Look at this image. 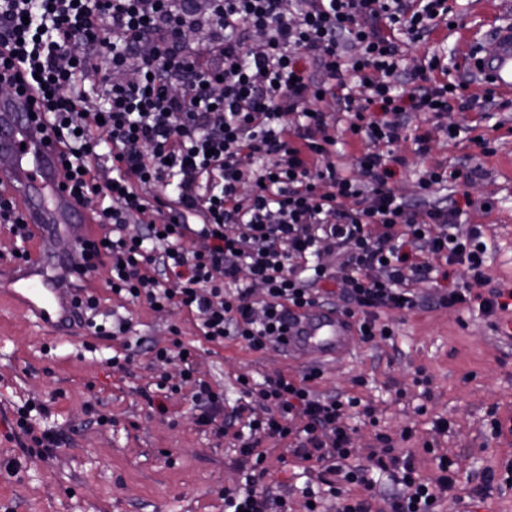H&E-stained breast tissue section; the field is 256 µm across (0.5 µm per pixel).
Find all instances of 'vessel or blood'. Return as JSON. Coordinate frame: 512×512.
Segmentation results:
<instances>
[{
	"instance_id": "vessel-or-blood-1",
	"label": "vessel or blood",
	"mask_w": 512,
	"mask_h": 512,
	"mask_svg": "<svg viewBox=\"0 0 512 512\" xmlns=\"http://www.w3.org/2000/svg\"><path fill=\"white\" fill-rule=\"evenodd\" d=\"M493 56L471 55L469 62L485 86L512 94V24L498 28ZM15 99L0 100V151L17 152L19 165L0 174L24 207L27 223L41 227L39 252L26 269L0 278V299L25 311L37 326L62 330L74 326L67 290L78 276L71 259L53 261L51 245L59 230L77 215V204L60 186V159L54 144L20 121ZM358 340L352 318L312 307L298 312L288 325L287 349H311L322 358L349 355Z\"/></svg>"
}]
</instances>
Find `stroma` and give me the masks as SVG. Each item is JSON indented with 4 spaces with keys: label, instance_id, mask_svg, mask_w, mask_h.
<instances>
[{
    "label": "stroma",
    "instance_id": "1",
    "mask_svg": "<svg viewBox=\"0 0 512 512\" xmlns=\"http://www.w3.org/2000/svg\"><path fill=\"white\" fill-rule=\"evenodd\" d=\"M465 17L458 27L436 31L412 44L408 59L436 50L448 65V81L482 85L468 66V53L496 50L495 33L512 0H456ZM458 140L434 132L432 161L447 164L453 177L434 186V199L469 197L458 224H481L489 240L488 275L512 286V99L484 111L455 112ZM495 140L497 151L482 154L474 136ZM409 160L394 186L414 196L427 161L414 153L412 140L399 141ZM481 175L465 181L468 169ZM128 333L98 337L72 334L53 340L22 312L0 308V512H224L222 488L240 479L238 457L229 438L215 437L198 421L190 388L165 399L156 413L149 397L154 382L179 379V363L158 365L146 350L129 345L146 338L179 341L195 352L198 378L223 389L226 405L239 398L238 376L254 380L285 372L301 376L314 366L323 374L315 384L322 395L348 394L369 404L375 425L352 421L359 457L379 449L377 434L397 437L413 426L417 441H432L455 462L457 484L442 512H512V486L477 489L489 471L502 472L512 461V432L492 435L489 422L512 418V343L494 336L479 312L448 308L415 311L396 325L393 340L358 344L344 359L318 364L313 352L292 358L286 349L254 352L228 340L215 344L201 336L193 317L176 310L155 312L128 307ZM177 334H170V327ZM131 353L126 370L112 369L109 357ZM428 380H417L418 371ZM30 409L35 430L49 431L59 444L46 458L30 453L28 437L15 432L16 410ZM447 430H440V421ZM270 490L298 508L302 490L315 482L285 445L267 444ZM19 466L10 475L4 462Z\"/></svg>",
    "mask_w": 512,
    "mask_h": 512
}]
</instances>
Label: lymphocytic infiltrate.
Listing matches in <instances>:
<instances>
[{
    "label": "lymphocytic infiltrate",
    "mask_w": 512,
    "mask_h": 512,
    "mask_svg": "<svg viewBox=\"0 0 512 512\" xmlns=\"http://www.w3.org/2000/svg\"><path fill=\"white\" fill-rule=\"evenodd\" d=\"M449 25L446 0H208L202 9L197 0H0V85L33 94L78 205L108 199L78 260L82 274L107 270L113 297L179 309L207 341L262 352L283 346L296 310L338 294L369 343L393 336L386 311L512 309V289L486 274L481 225L460 230L458 207L429 198L446 169H422L413 197L393 187L408 165L394 150L400 139L420 158L432 149L415 113L495 102L493 90L479 97L433 80L446 69L440 56L405 61L400 36L426 39ZM201 26L205 49L189 39ZM75 42L80 51L68 53ZM89 73L100 77L92 99L78 86ZM323 97L333 110L319 109ZM340 112L350 115L341 129ZM341 140L352 165L329 161ZM457 265L464 276L449 283ZM71 297L95 335L129 331L127 319L99 321L94 292ZM145 347L159 364L180 359L214 436L248 423L244 482L225 488L224 512H288L264 485L268 441L291 440L295 458L320 468L336 512H372L373 473L389 465L398 478L388 512H439L456 483L453 461L428 442L433 479L385 435L383 454L358 463L346 421L373 410L354 396L318 395L319 368L240 378L242 399L228 407L223 391L195 378L193 355L155 340Z\"/></svg>",
    "instance_id": "f902f5d3"
}]
</instances>
